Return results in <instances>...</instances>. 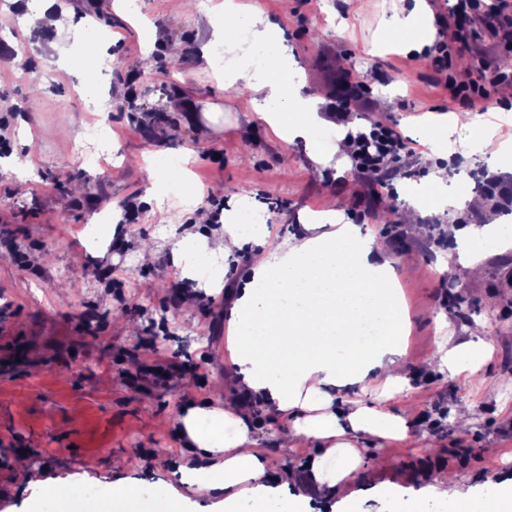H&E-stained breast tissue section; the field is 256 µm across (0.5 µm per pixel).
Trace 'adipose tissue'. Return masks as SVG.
I'll list each match as a JSON object with an SVG mask.
<instances>
[{
	"mask_svg": "<svg viewBox=\"0 0 512 512\" xmlns=\"http://www.w3.org/2000/svg\"><path fill=\"white\" fill-rule=\"evenodd\" d=\"M223 18L206 13L209 41L202 47L210 58L213 44L229 42L247 28L253 48L271 58L265 66H227L225 86L250 94L253 112L289 143L303 144L316 160L345 149L344 136L329 144L318 138L329 122L322 102L291 83L285 57L277 51L276 24L262 19L237 0H224ZM382 36L398 45H424L435 37L433 19L422 0L409 12L382 18ZM475 130L483 144L495 137L493 125L469 112L426 129L435 148L449 145L457 128ZM307 237L271 252L255 268L252 280L236 299L229 324L231 367L228 378L246 394L257 396L279 422L284 437L302 438L318 446L312 472L329 495L345 491L361 465L355 434L406 438L405 419L389 406L406 378L404 336L407 319L396 290L390 261L379 258L375 234L344 223L339 203H328L304 222ZM461 262L478 269L480 245L512 248V230L499 222L474 225L456 232ZM371 392L376 403L352 400L347 415L338 416L333 403L349 389ZM247 406L202 407L184 398L174 418L177 434L186 436L188 453L175 469L179 485L165 497V512H185L194 495L223 492L225 512L243 499L253 512H274L265 458L252 438ZM334 461L324 470V461ZM430 489L437 499L452 501L456 512H512V484L499 497L480 501L460 496L443 476Z\"/></svg>",
	"mask_w": 512,
	"mask_h": 512,
	"instance_id": "1",
	"label": "adipose tissue"
}]
</instances>
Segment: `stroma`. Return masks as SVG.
Masks as SVG:
<instances>
[{
    "mask_svg": "<svg viewBox=\"0 0 512 512\" xmlns=\"http://www.w3.org/2000/svg\"><path fill=\"white\" fill-rule=\"evenodd\" d=\"M219 2L197 0L190 12L183 0H142L136 20L115 0H59L66 28L92 23L109 42L114 64L100 104L47 40L32 41V28L0 13V126L10 135L0 154V512H44L60 485L114 494L130 482L153 490L135 512H163L185 452L173 426L185 381L195 380L198 405L239 404L240 390L224 380L238 290L331 196L396 262L410 330L408 387L392 406L408 435L357 439L363 468L352 500L329 502L308 466L314 444L281 442L278 422L255 406L249 426L276 497H305L311 512H414L420 500L428 512H448L429 492L437 470L467 497L495 495L512 478V249L483 254L477 276L449 249V226L484 223L492 204L478 185L493 173L469 152V130L445 151L424 139L423 127L460 110L430 64L373 49L382 15L415 0H366L357 16L348 0H242L278 25L304 93L322 100L337 127L366 132L379 121L413 142V153L392 163L388 188L357 170L350 153L314 161L255 117L247 91L225 86L202 57L198 21ZM335 15L349 18L352 39L336 36ZM175 42L184 51L177 62L168 56ZM21 67L29 81L16 80ZM359 80L368 93L336 111L339 86ZM93 124L112 137L98 163ZM339 165L348 179L336 178ZM446 168L467 196L451 218L406 203ZM241 194L266 214L269 234L246 242L244 259L199 255L197 267L214 276L201 292L171 246L186 232L213 242L218 224L199 222V211H232ZM144 242L158 251L154 263L139 258ZM444 263L452 274L440 272ZM484 336L491 347L478 373L449 381L440 349ZM88 458L99 468L83 470Z\"/></svg>",
    "mask_w": 512,
    "mask_h": 512,
    "instance_id": "stroma-1",
    "label": "stroma"
}]
</instances>
